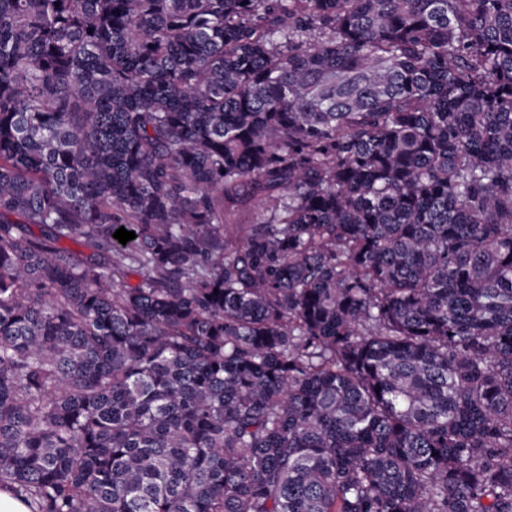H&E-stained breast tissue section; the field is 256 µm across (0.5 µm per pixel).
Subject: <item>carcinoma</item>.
<instances>
[{"mask_svg":"<svg viewBox=\"0 0 512 512\" xmlns=\"http://www.w3.org/2000/svg\"><path fill=\"white\" fill-rule=\"evenodd\" d=\"M2 488L512 512V0H0Z\"/></svg>","mask_w":512,"mask_h":512,"instance_id":"cac0c4a2","label":"carcinoma"}]
</instances>
